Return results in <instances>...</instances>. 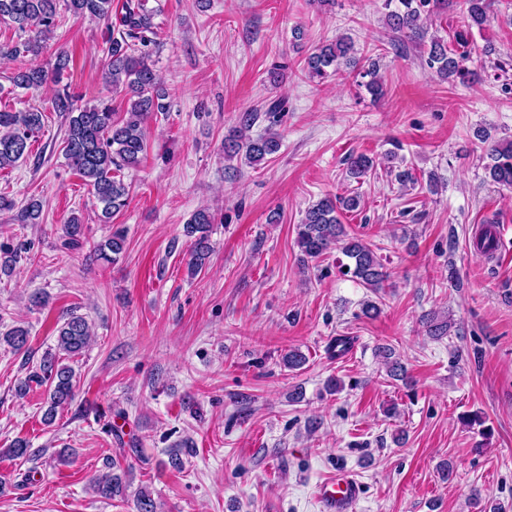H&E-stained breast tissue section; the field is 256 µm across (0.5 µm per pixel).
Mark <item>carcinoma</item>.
Listing matches in <instances>:
<instances>
[{"mask_svg":"<svg viewBox=\"0 0 512 512\" xmlns=\"http://www.w3.org/2000/svg\"><path fill=\"white\" fill-rule=\"evenodd\" d=\"M64 2L66 9L77 20H107L112 16V0H0V22L14 25L25 37L11 43H0V57L18 63L9 77L15 88L40 90L54 85L52 107L56 112L67 114L62 152L70 167L85 184L91 187L93 196L101 205V222L108 224L128 205L130 186L117 175L124 168L140 165L146 151V119L169 109V92L161 84L150 47L156 44L157 30L152 22V11L146 0H125L122 15L118 18L122 28L120 37L106 41L105 78L115 90L121 89L129 96V107L123 116L111 105L100 101L92 105L78 106L69 87L62 84L63 74L70 68L72 56L64 49L57 51L50 68L32 63L46 48V39L57 26V6ZM388 12L386 25L422 46L427 55L428 68L438 77L465 83L475 78L476 72L468 65L470 58L448 46V41L436 35L427 36L424 22L429 12L448 7V0H384ZM464 29L454 35L458 46L468 42L469 30L482 27L488 20L489 0H463ZM354 43L349 37L322 44L306 59V70L312 78L325 79L339 71L341 61L351 64ZM357 85L371 96L383 95V85L378 79L377 64L359 73ZM284 104L278 100L265 109L268 121L266 132L256 137L250 135L258 113L243 112L237 125L224 136V156L240 157L244 162L256 165L275 154L279 148L278 126ZM44 126V113L37 109L12 112L0 110V169L13 167L29 156L31 138ZM476 137L487 144L485 149V173L491 182L512 186V140L488 143L490 134L479 128ZM373 158L360 154L349 157V177L360 180L373 170ZM361 205L357 193L327 197L311 205L301 223L296 225L297 243L305 258L314 260L328 250L340 247L349 263L341 264L347 273L363 287L377 294L385 288L388 274L380 257L359 238L350 235L341 223L338 211H355ZM43 201L32 197L22 209L23 221L39 223ZM214 217L207 208L194 212L184 225V235L190 241L189 270L199 274L207 264L212 251L207 234ZM495 221L487 220L473 240L477 254L489 256L498 248ZM85 238L83 221L72 216L63 227V246L74 248L82 245ZM126 237L124 229L112 228L110 236L93 251L97 261L113 262L123 252ZM27 253V247H5L0 252V274L9 275ZM428 334L435 337L448 335L451 323L436 315L426 318ZM28 341V329L17 326L3 337V342L16 351L22 350ZM91 341L90 326L84 316L70 313L57 330L55 351L47 352L38 366L17 385V392L27 393L31 386H48L47 408L43 413L46 423L52 422L59 410L67 407L75 398L76 376L67 361L85 352ZM388 376L405 380L407 371L395 358L390 347H380ZM106 471L97 475L91 488L100 498L112 500L126 496L133 481L132 469L120 468L114 461L105 462ZM137 512H157V504L151 492L139 488L135 494Z\"/></svg>","mask_w":512,"mask_h":512,"instance_id":"obj_1","label":"carcinoma"}]
</instances>
